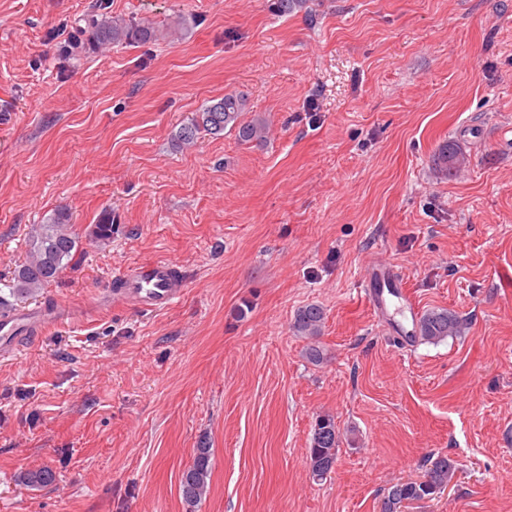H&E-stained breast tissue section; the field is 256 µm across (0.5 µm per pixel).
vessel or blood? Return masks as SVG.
I'll use <instances>...</instances> for the list:
<instances>
[{"label": "vessel or blood", "mask_w": 512, "mask_h": 512, "mask_svg": "<svg viewBox=\"0 0 512 512\" xmlns=\"http://www.w3.org/2000/svg\"><path fill=\"white\" fill-rule=\"evenodd\" d=\"M119 282L115 297L146 311L168 308L181 298L185 286L173 263L164 258L127 267ZM363 291L382 328L400 333L402 342L411 343V336L402 332V324L416 322L419 312L415 303L402 292L397 271L390 266L373 264ZM56 320V315L40 309L0 316V358L16 356L26 337L41 332Z\"/></svg>", "instance_id": "1"}]
</instances>
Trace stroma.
I'll return each mask as SVG.
<instances>
[{
	"mask_svg": "<svg viewBox=\"0 0 512 512\" xmlns=\"http://www.w3.org/2000/svg\"><path fill=\"white\" fill-rule=\"evenodd\" d=\"M0 0V283L55 211L75 265L28 306L65 319L0 360V512H379L392 482L456 460L452 487L405 512H512V0ZM164 39L82 48L90 6ZM228 92L270 124L175 135ZM468 167L437 178L439 147ZM112 217V241L89 232ZM186 281L161 312L116 301L126 266ZM394 266L420 310L465 335L407 349L359 288ZM324 308L313 365L294 336ZM345 433L322 482L318 415ZM50 468L53 483L19 476ZM325 320L323 308L317 304L300 307L292 319L290 329L296 336L309 340L307 357L313 363H321L325 358L324 350L318 344V337ZM211 456L209 442L203 437L194 449L192 464L182 472L181 493L189 512H195L194 509L209 493Z\"/></svg>",
	"mask_w": 512,
	"mask_h": 512,
	"instance_id": "1",
	"label": "stroma"
}]
</instances>
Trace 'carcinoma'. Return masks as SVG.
Instances as JSON below:
<instances>
[{
  "instance_id": "obj_1",
  "label": "carcinoma",
  "mask_w": 512,
  "mask_h": 512,
  "mask_svg": "<svg viewBox=\"0 0 512 512\" xmlns=\"http://www.w3.org/2000/svg\"><path fill=\"white\" fill-rule=\"evenodd\" d=\"M83 21L85 27L82 33L88 45L151 43L165 36L157 23L134 25L119 16L99 14L95 9L86 14ZM246 111L247 99L244 95L226 93L223 98L202 108L190 123L180 128L176 134L177 143L191 145L202 131L218 136L230 126L237 131L241 143L261 144L267 138L268 123L260 118L242 120ZM466 163L467 155L461 148L447 142L435 155L434 170L446 178L455 175ZM90 237L101 245L109 244L112 241V217L103 216L94 225ZM77 244L78 236L70 224L69 215L64 211L54 213L43 224L33 225L28 238L27 258L15 269L13 277L6 284L9 294L18 298L36 296L42 288L72 267ZM324 320L323 308L311 303L296 311L290 325L295 335L309 340L307 357L318 364L325 358L324 350L318 344ZM467 326V321L452 311L431 309L421 314L415 336L420 342L434 344L449 337L464 335ZM342 437L334 416L323 414L316 418L307 455L309 471L314 480L321 481L333 472ZM211 456L209 442L203 437L194 449L192 464L182 472L180 487L188 512H194L209 493ZM456 472V460L445 454L429 459L423 476L401 479L387 489L380 512H402L407 505L433 498L451 485ZM54 479L53 471L45 468L27 472L23 476L24 482L30 486H45Z\"/></svg>"
}]
</instances>
